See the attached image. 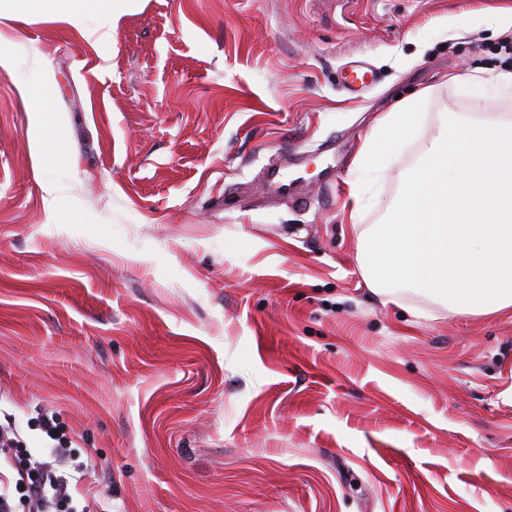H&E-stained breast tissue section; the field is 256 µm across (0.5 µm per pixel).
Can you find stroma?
<instances>
[{
	"instance_id": "stroma-1",
	"label": "stroma",
	"mask_w": 512,
	"mask_h": 512,
	"mask_svg": "<svg viewBox=\"0 0 512 512\" xmlns=\"http://www.w3.org/2000/svg\"><path fill=\"white\" fill-rule=\"evenodd\" d=\"M512 0H144L113 41L0 13V413L53 412L112 512H512V312L415 319L365 284L344 209L382 113L512 92ZM466 15L454 37L449 18ZM371 64L350 97L341 72ZM53 82L56 133L20 85ZM43 137L51 165L31 144ZM420 143L366 182L390 216ZM279 163L291 187L266 180ZM61 191L44 201L45 179ZM453 81H460L475 91L486 89L487 87H511L512 89V71H500L496 74H489L488 76L480 75H467L465 77L458 76L451 78Z\"/></svg>"
}]
</instances>
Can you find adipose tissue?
I'll use <instances>...</instances> for the list:
<instances>
[{"mask_svg":"<svg viewBox=\"0 0 512 512\" xmlns=\"http://www.w3.org/2000/svg\"><path fill=\"white\" fill-rule=\"evenodd\" d=\"M420 97L382 115L354 165L378 176L418 136ZM362 276L383 303L404 295L459 315L512 309V119L445 114L423 141L388 223L356 232Z\"/></svg>","mask_w":512,"mask_h":512,"instance_id":"ef3b65f1","label":"adipose tissue"}]
</instances>
